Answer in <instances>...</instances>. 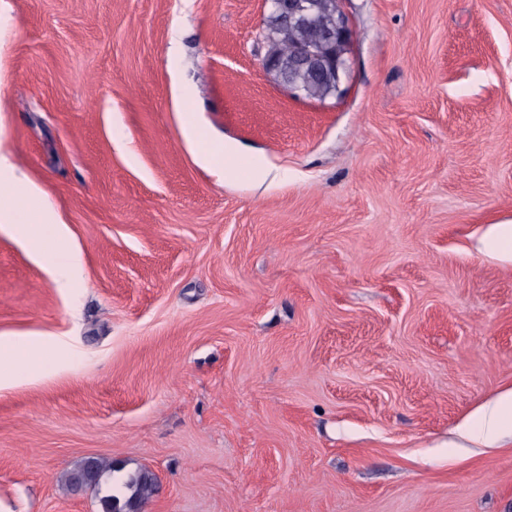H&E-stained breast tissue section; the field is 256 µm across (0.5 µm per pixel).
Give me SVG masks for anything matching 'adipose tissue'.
Returning a JSON list of instances; mask_svg holds the SVG:
<instances>
[{"mask_svg":"<svg viewBox=\"0 0 512 512\" xmlns=\"http://www.w3.org/2000/svg\"><path fill=\"white\" fill-rule=\"evenodd\" d=\"M0 229L12 232L34 247L56 287H71L75 259L65 223L48 202L46 193L3 153H0ZM39 353L32 343L0 340V379H10L22 370H36ZM507 432L512 433V389L481 406L459 428L462 437L485 445L494 444Z\"/></svg>","mask_w":512,"mask_h":512,"instance_id":"obj_1","label":"adipose tissue"}]
</instances>
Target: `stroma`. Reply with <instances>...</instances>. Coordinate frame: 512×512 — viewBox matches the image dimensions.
Wrapping results in <instances>:
<instances>
[{
    "mask_svg": "<svg viewBox=\"0 0 512 512\" xmlns=\"http://www.w3.org/2000/svg\"><path fill=\"white\" fill-rule=\"evenodd\" d=\"M8 3L0 150L77 268L0 231V338L42 347L0 385V504L102 512L63 483L94 456L157 476L142 512H512V447L448 445L512 388V262L477 250L512 222V0H342L322 101L263 69L265 0Z\"/></svg>",
    "mask_w": 512,
    "mask_h": 512,
    "instance_id": "1",
    "label": "stroma"
}]
</instances>
